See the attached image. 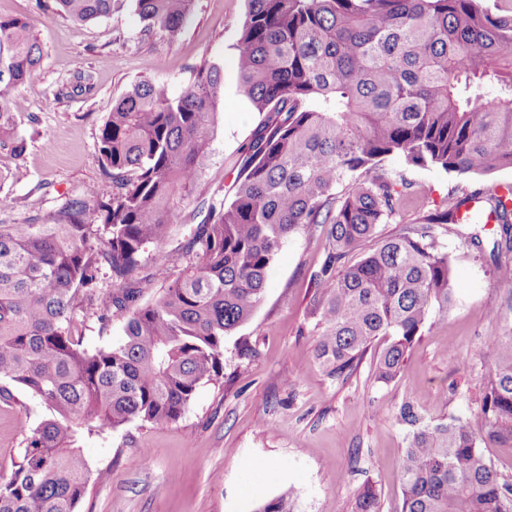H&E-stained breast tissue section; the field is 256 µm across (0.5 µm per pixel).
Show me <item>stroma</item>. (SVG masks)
<instances>
[{"mask_svg":"<svg viewBox=\"0 0 512 512\" xmlns=\"http://www.w3.org/2000/svg\"><path fill=\"white\" fill-rule=\"evenodd\" d=\"M246 7V0H196L171 42L145 36L128 2L110 16L77 24L57 12L54 0H0L1 16L31 22L42 52L39 92H20L14 102L26 152L17 158L0 150V224L46 223L92 184L110 196L98 136L113 102L143 78L179 95L206 59L224 67V102L196 195L208 201L227 193L260 120L239 90L235 63ZM85 78L93 88L82 94L77 87ZM384 167L410 181L414 193L379 226L382 238L442 209L451 192L485 195L512 185L510 168L459 175L398 157ZM202 219L186 209L172 240L144 248L145 297L164 283L155 274L160 253L183 247ZM479 232V249L464 237L440 235L454 270V303L388 385L373 378L372 350L344 381L320 366L307 305L325 238L307 232L289 238L268 269L253 317L224 339L219 383L201 385L176 422L136 420L80 441L87 466L110 478L88 486L78 512H251L256 499L286 491L292 512H353L368 482L381 492L380 512H399L406 432L394 418L397 409L410 401L427 419L482 426L492 358L486 338L512 329V282L495 275L497 265H512V250L500 246L497 224L480 225ZM245 341L253 355L241 356ZM12 393L11 403L0 402V479L11 476L25 431L48 414L27 391Z\"/></svg>","mask_w":512,"mask_h":512,"instance_id":"stroma-1","label":"stroma"}]
</instances>
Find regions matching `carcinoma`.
I'll list each match as a JSON object with an SVG mask.
<instances>
[{
	"label": "carcinoma",
	"instance_id": "1",
	"mask_svg": "<svg viewBox=\"0 0 512 512\" xmlns=\"http://www.w3.org/2000/svg\"><path fill=\"white\" fill-rule=\"evenodd\" d=\"M124 2L57 0L77 23ZM131 2L144 34L170 41L195 4ZM235 50L240 88L262 119L233 196L209 203L187 245L196 260L156 298L141 303L126 284L143 248L168 240L194 197L224 99L217 63L204 61L177 97L143 79L113 103L98 141L112 198L90 185L46 224H0V381L50 412L0 483V512H77L92 477L81 439L178 420L200 385L223 377L224 337L252 317L269 266L298 232L325 231L308 316L329 375H352L376 343V381H396L426 327L448 313L453 267L437 240L469 196L363 246L413 194L385 160L458 174L512 169V13L483 0H247ZM40 61L31 23L0 16V150L15 156L26 144L14 98L39 81ZM490 85L497 97L486 102ZM482 203L511 246L512 209L498 193ZM91 205L101 232L86 223ZM104 263L115 292L97 288ZM88 306L104 326L122 317L120 343L84 347L77 312ZM487 344L484 427L429 421L409 402L396 413L407 429L400 512H512V481L481 448L512 443V332ZM379 503L367 484L354 512ZM254 512H291L290 496Z\"/></svg>",
	"mask_w": 512,
	"mask_h": 512
}]
</instances>
